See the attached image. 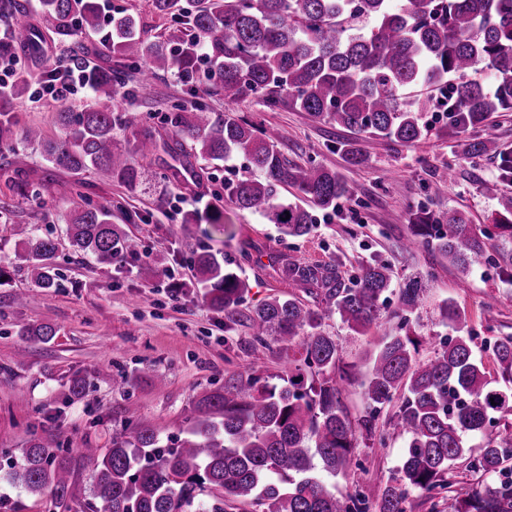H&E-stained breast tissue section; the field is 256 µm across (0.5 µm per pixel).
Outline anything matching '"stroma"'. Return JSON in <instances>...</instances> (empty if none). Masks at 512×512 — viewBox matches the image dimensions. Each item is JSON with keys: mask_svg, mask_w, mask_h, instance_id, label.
<instances>
[{"mask_svg": "<svg viewBox=\"0 0 512 512\" xmlns=\"http://www.w3.org/2000/svg\"><path fill=\"white\" fill-rule=\"evenodd\" d=\"M101 39V34H90L84 46L102 66L121 75L111 104L116 117L112 136L128 149L131 164L141 173L139 187L128 191L94 169L77 176L57 168L42 146L18 135L0 147L5 155L14 148L25 154L22 167L0 170V268L6 272L0 285L1 464L19 455L34 433L67 448L75 480L88 485L92 466L82 451L111 447L126 406H135L139 424L159 431L170 446L182 438L184 419L200 395L222 387L225 374L249 373L251 331L245 322H226L223 311L206 302L194 277L196 250L221 253L247 280L249 308L271 296H294L316 306L307 290L282 279L275 264L278 256L310 263L335 260L349 279L366 261H389L395 286L417 277L425 287L422 310L408 317L411 331L423 339L424 357L452 334L438 315L439 305L447 300L466 310L477 336L476 355H485L499 337L512 336V282L503 280L494 265L464 277L437 252L406 246L417 207L438 214L458 210L478 228L489 229L497 202L485 193L484 183H497L512 194V179L502 175L495 160L474 166L460 159L459 147L445 133V118L425 115L430 130L413 144L358 135L285 103L269 109L251 96L225 102L223 90L213 84L194 96L174 70L142 82L139 72L122 59L101 54ZM91 100V91L83 89L64 106L77 111ZM198 100L216 114L280 128L286 134L280 149L290 161L336 170L351 191L344 212L328 217L315 211L313 231L290 238L264 223L259 213L237 209L224 183L253 175L248 160L237 155L225 160L193 157L190 146H176L172 128L163 121L173 105L189 108ZM64 106L34 100L27 92L8 109L17 128L36 123L55 139L61 134L56 117ZM144 127L153 128L157 142L147 155L133 149V133ZM352 140L367 157L363 165H349L344 158L341 145ZM450 166L456 178L447 192L430 193ZM27 183L38 186V195L19 192V185ZM87 202L110 207L113 223L128 234L132 248L123 263L101 264L70 247L66 220ZM215 209L230 220L232 236L214 232L204 220L182 221L184 214L204 217ZM16 224L31 225L35 233L55 240L63 274L59 287L39 288L18 267L16 255L23 246L13 234ZM153 259L167 266L169 275L148 283L139 278L137 268ZM490 291L500 300L489 307L483 299ZM23 292L27 300L17 303L15 294ZM46 321L57 329L50 342L20 336L21 328ZM77 373L85 376L87 387L82 397L74 398L69 380ZM157 373L164 376V384L155 383ZM404 451V439L394 438L382 454L354 449L352 463L376 493L393 476Z\"/></svg>", "mask_w": 512, "mask_h": 512, "instance_id": "stroma-1", "label": "stroma"}]
</instances>
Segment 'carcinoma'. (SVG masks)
Segmentation results:
<instances>
[{"label":"carcinoma","instance_id":"obj_1","mask_svg":"<svg viewBox=\"0 0 512 512\" xmlns=\"http://www.w3.org/2000/svg\"><path fill=\"white\" fill-rule=\"evenodd\" d=\"M152 0L155 13L177 20L168 41L149 42L133 15L112 18L102 52L137 67L149 78L176 69L195 83L200 66L210 69L234 103L255 96L273 108L286 101L329 124L397 143L420 140L428 125L422 116L442 113L448 136L462 155L476 162L495 159L512 175V151L489 131L496 112L512 109V0ZM42 28L70 45L68 62L81 67L93 102L78 112L63 109L58 140L28 126L24 139L45 146L49 160L74 173L102 170L130 188L140 184L126 151L112 139V113L106 103L117 94L120 74L92 65L79 36L97 31V0H39ZM0 20L9 37L0 56L19 44L38 57L42 49L29 24L28 0H0ZM175 136L189 140L212 160L244 155L262 173L236 182L231 200L260 213L288 237L308 235L312 212L281 196L291 186L326 211L350 193L339 173L319 165L294 164L281 154L283 135L248 120L221 119L207 106L179 105L164 116ZM484 190L497 200V233L469 223L460 211L414 213L412 244L433 245L461 275L506 260L512 279V195ZM67 231L75 252L103 263L123 260L130 250L125 232L112 223L106 206H80ZM23 244L17 255L40 288L61 280L53 239L13 225ZM283 279L315 290L320 313L298 298L273 296L244 315L252 331L251 349L260 356L269 340L287 353L281 383L270 385L251 373L231 374L224 386L202 394L184 423L185 437L175 447L162 445L158 431L134 423L125 409L122 431L112 447L85 448L92 464L90 493L77 489L59 446L32 437L19 458L0 467V482L34 496H49L55 506L86 505L88 512H232L259 506L261 512H406L409 491L452 486L451 462L466 452L469 438L493 434L470 462L491 479L483 490L456 496L448 512H512V386L488 377L473 349L469 318L453 302L440 306L442 322L455 335L433 356L417 358L418 341L404 326L386 328L367 361L340 368L342 349L323 324L334 315L349 330L365 333L379 319L386 294L393 291L391 265L380 259L363 264L354 284L339 264L309 263L282 256ZM197 283L205 299L235 321L248 292L237 272L209 250L195 252ZM169 270L144 262L146 281ZM422 283L399 290L395 316L421 303ZM39 342L56 335L51 323L21 330ZM492 359L512 382V336L497 340ZM359 383L365 411L352 424L341 401L345 387ZM399 401L390 428L406 440L396 476L378 495L360 488L347 498L329 489L330 477L351 476L349 461L357 438L374 453L388 447L380 430L382 409Z\"/></svg>","mask_w":512,"mask_h":512}]
</instances>
